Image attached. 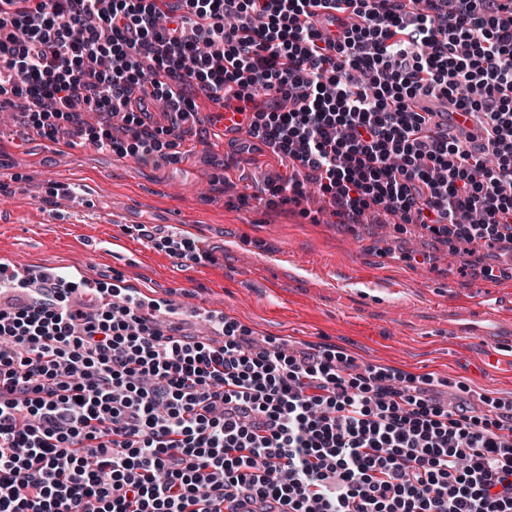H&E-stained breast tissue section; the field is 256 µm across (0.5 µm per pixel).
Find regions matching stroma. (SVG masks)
<instances>
[{
  "mask_svg": "<svg viewBox=\"0 0 512 512\" xmlns=\"http://www.w3.org/2000/svg\"><path fill=\"white\" fill-rule=\"evenodd\" d=\"M101 126L123 140L106 113L81 115L51 141L0 111V265L66 266L104 289L75 302L101 307L114 287L191 336L219 342L233 323L260 347H326L427 380L433 395L512 403V366L448 333L449 311L478 305L480 284L512 313V250L469 256L382 209L336 224L333 199L312 184L296 203L270 204L292 159L194 117L170 161L98 146L88 132ZM184 242L196 259L175 257Z\"/></svg>",
  "mask_w": 512,
  "mask_h": 512,
  "instance_id": "obj_1",
  "label": "stroma"
}]
</instances>
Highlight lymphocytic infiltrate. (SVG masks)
Masks as SVG:
<instances>
[{
  "label": "lymphocytic infiltrate",
  "mask_w": 512,
  "mask_h": 512,
  "mask_svg": "<svg viewBox=\"0 0 512 512\" xmlns=\"http://www.w3.org/2000/svg\"><path fill=\"white\" fill-rule=\"evenodd\" d=\"M320 10L351 13L342 37ZM194 84L279 99L253 125L294 161L273 202L313 174L348 221L381 206L473 253L512 244V0H0V108L44 138L107 112L127 152L162 153ZM146 85L177 123L132 110ZM429 99L472 128L450 136ZM72 291L0 308V512H512V408L481 417L232 323L213 346L135 297L91 313Z\"/></svg>",
  "instance_id": "obj_1"
}]
</instances>
